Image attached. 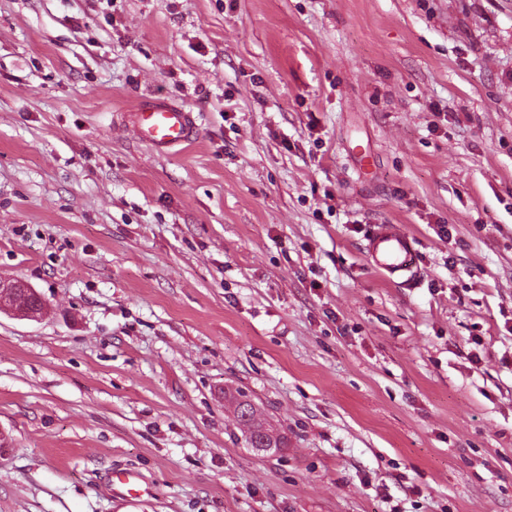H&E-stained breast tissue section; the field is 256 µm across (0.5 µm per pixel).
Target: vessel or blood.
Returning <instances> with one entry per match:
<instances>
[{"mask_svg": "<svg viewBox=\"0 0 512 512\" xmlns=\"http://www.w3.org/2000/svg\"><path fill=\"white\" fill-rule=\"evenodd\" d=\"M128 119L134 136L160 153L190 144L197 134L193 112L167 101L141 100ZM368 254L374 268L397 284L410 286L419 276L413 238L397 225H379Z\"/></svg>", "mask_w": 512, "mask_h": 512, "instance_id": "obj_1", "label": "vessel or blood"}]
</instances>
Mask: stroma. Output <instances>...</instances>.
Instances as JSON below:
<instances>
[{"label": "stroma", "mask_w": 512, "mask_h": 512, "mask_svg": "<svg viewBox=\"0 0 512 512\" xmlns=\"http://www.w3.org/2000/svg\"><path fill=\"white\" fill-rule=\"evenodd\" d=\"M0 279V512H512V0H0ZM128 115L134 136L159 153L184 147L196 138L195 116L180 105L143 99ZM368 254L374 268L397 284L411 286L419 276L413 237L397 225L380 224ZM26 284L21 281L0 280V308L8 306L15 315L26 318H37L38 314L26 310L24 305V293ZM224 398L229 399L235 404L237 415L240 413L247 417L242 421L247 428L246 443L248 448H255L258 451H270L273 448H281L282 437L274 430L273 426L263 418L256 409L251 398L243 391H235Z\"/></svg>", "instance_id": "35a3bbf8"}]
</instances>
